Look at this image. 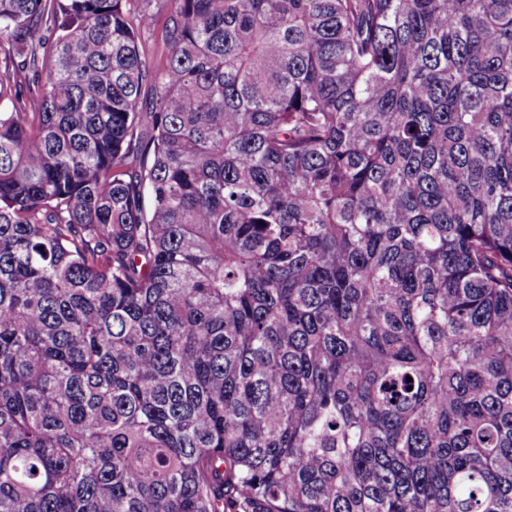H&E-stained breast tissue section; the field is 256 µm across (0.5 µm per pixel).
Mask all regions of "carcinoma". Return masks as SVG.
I'll use <instances>...</instances> for the list:
<instances>
[{"instance_id":"1","label":"carcinoma","mask_w":512,"mask_h":512,"mask_svg":"<svg viewBox=\"0 0 512 512\" xmlns=\"http://www.w3.org/2000/svg\"><path fill=\"white\" fill-rule=\"evenodd\" d=\"M167 2L0 0V512H512V0Z\"/></svg>"}]
</instances>
